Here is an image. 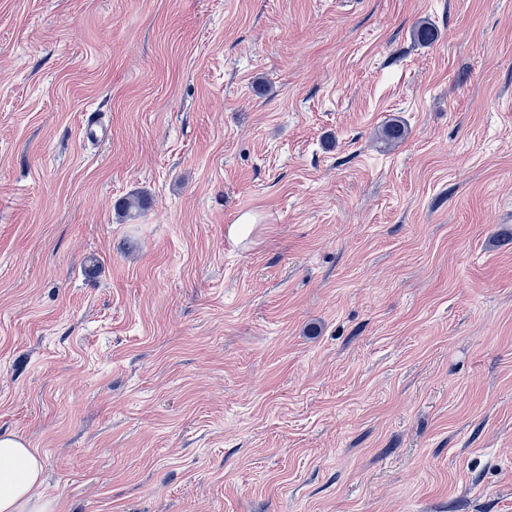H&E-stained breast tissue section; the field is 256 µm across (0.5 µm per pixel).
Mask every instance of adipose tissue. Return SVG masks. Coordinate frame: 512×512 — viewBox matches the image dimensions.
<instances>
[{
  "label": "adipose tissue",
  "instance_id": "ef3b65f1",
  "mask_svg": "<svg viewBox=\"0 0 512 512\" xmlns=\"http://www.w3.org/2000/svg\"><path fill=\"white\" fill-rule=\"evenodd\" d=\"M42 470L41 458L23 441L0 437V512H46Z\"/></svg>",
  "mask_w": 512,
  "mask_h": 512
}]
</instances>
